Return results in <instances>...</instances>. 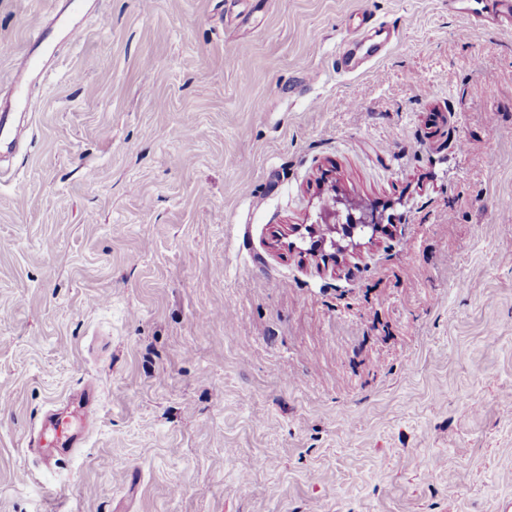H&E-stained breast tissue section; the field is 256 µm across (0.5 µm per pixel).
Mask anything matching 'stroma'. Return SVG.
<instances>
[{
	"mask_svg": "<svg viewBox=\"0 0 512 512\" xmlns=\"http://www.w3.org/2000/svg\"><path fill=\"white\" fill-rule=\"evenodd\" d=\"M47 8L0 0V88ZM362 8L398 35L337 74ZM49 67L0 178V512L512 503V29L102 0ZM333 191L381 228L315 253ZM86 385L46 467L27 436Z\"/></svg>",
	"mask_w": 512,
	"mask_h": 512,
	"instance_id": "stroma-1",
	"label": "stroma"
}]
</instances>
